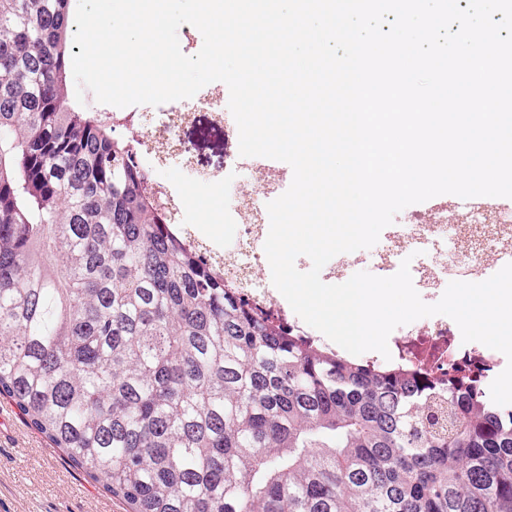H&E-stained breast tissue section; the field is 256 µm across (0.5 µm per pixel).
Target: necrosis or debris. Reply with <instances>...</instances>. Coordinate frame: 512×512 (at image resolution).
Here are the masks:
<instances>
[{
	"label": "necrosis or debris",
	"instance_id": "4bbe7bcc",
	"mask_svg": "<svg viewBox=\"0 0 512 512\" xmlns=\"http://www.w3.org/2000/svg\"><path fill=\"white\" fill-rule=\"evenodd\" d=\"M199 105L216 115L224 113V85L213 82L192 98L159 106L134 105L113 112L115 129L137 132L135 160L149 176L148 188L165 206L173 223L179 224L200 257L222 263L225 278L236 286L250 305L271 311L283 325L306 332L302 320L289 313L272 292L269 262L264 252L270 220L268 203L288 188L281 166L257 162L246 177L234 181L230 205L232 223L241 228L235 249L220 248L216 241L200 235L187 223L182 201L171 186L158 178L159 168L173 161L187 163L186 151L177 145L176 129ZM512 228V213L490 210L468 215L465 225L431 224L418 212L405 213L400 222L386 227L371 253L359 251L337 255L326 277L334 283L347 281L354 270L371 263L377 270L395 274L403 259H410L415 289L430 294L447 287L449 277L468 281L483 270L498 248L503 230ZM392 360L421 365L433 372L447 370L449 364H464L477 373L493 371L496 356L462 340L455 322L435 315L422 322L397 327L389 342Z\"/></svg>",
	"mask_w": 512,
	"mask_h": 512
}]
</instances>
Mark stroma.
Instances as JSON below:
<instances>
[{
  "instance_id": "35a3bbf8",
  "label": "stroma",
  "mask_w": 512,
  "mask_h": 512,
  "mask_svg": "<svg viewBox=\"0 0 512 512\" xmlns=\"http://www.w3.org/2000/svg\"><path fill=\"white\" fill-rule=\"evenodd\" d=\"M177 136L187 149L191 167L173 165L158 176L185 199L189 214L201 221V233L218 243L233 244L240 228L217 223L232 201L231 169L237 145L228 127L217 125L206 108H197L191 122ZM113 498L66 454L52 447L29 419L0 396V512H125Z\"/></svg>"
}]
</instances>
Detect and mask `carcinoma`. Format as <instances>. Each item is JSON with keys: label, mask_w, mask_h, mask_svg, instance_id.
Here are the masks:
<instances>
[{"label": "carcinoma", "mask_w": 512, "mask_h": 512, "mask_svg": "<svg viewBox=\"0 0 512 512\" xmlns=\"http://www.w3.org/2000/svg\"><path fill=\"white\" fill-rule=\"evenodd\" d=\"M73 0H0V395L127 512H512V407L247 306L70 91Z\"/></svg>", "instance_id": "obj_1"}]
</instances>
